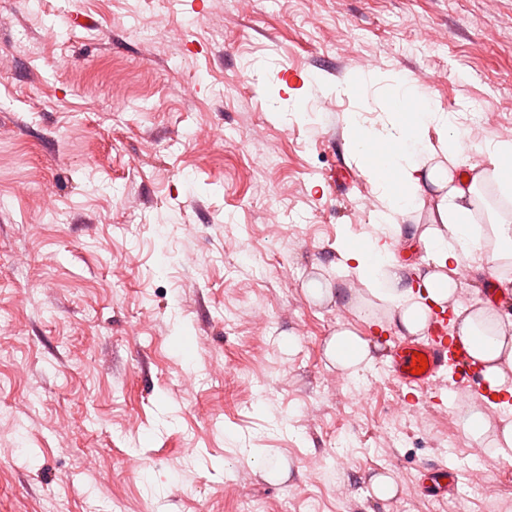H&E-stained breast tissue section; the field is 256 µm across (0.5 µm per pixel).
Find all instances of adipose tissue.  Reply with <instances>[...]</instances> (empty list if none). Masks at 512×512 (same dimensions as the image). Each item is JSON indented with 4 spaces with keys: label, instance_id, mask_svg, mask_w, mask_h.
<instances>
[{
    "label": "adipose tissue",
    "instance_id": "obj_1",
    "mask_svg": "<svg viewBox=\"0 0 512 512\" xmlns=\"http://www.w3.org/2000/svg\"><path fill=\"white\" fill-rule=\"evenodd\" d=\"M391 109L395 121L386 132H372L359 123L352 127L353 152L368 161L371 180L388 184L390 190L371 231L362 242L347 245L344 258L353 275L394 311L399 328L413 335L424 330L432 309L444 307L455 293L457 283L449 268L466 264L490 269L501 259L512 260V222L499 212L489 213V231L498 249L487 252L483 237L473 232L477 180L457 174L467 149L466 133L453 116L439 111L418 80H401ZM432 127L440 131L449 149L448 164H426L434 152L427 136ZM425 179L440 193L438 221L421 231L418 241L431 255L435 269L411 287L401 274L390 237L402 235L397 217L419 200ZM499 320L496 310L482 308L466 315L458 327L459 340L485 363L484 379L493 390L505 384V370L512 367V343L499 334ZM325 355L355 376L370 350L355 331L342 329L329 339Z\"/></svg>",
    "mask_w": 512,
    "mask_h": 512
}]
</instances>
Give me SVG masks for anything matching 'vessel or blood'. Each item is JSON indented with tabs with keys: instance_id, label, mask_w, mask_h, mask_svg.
<instances>
[{
	"instance_id": "1",
	"label": "vessel or blood",
	"mask_w": 512,
	"mask_h": 512,
	"mask_svg": "<svg viewBox=\"0 0 512 512\" xmlns=\"http://www.w3.org/2000/svg\"><path fill=\"white\" fill-rule=\"evenodd\" d=\"M422 360L428 363L425 372L414 373V366ZM388 370L402 388L412 393L436 391L442 373L449 370L456 387L468 390L480 399L495 404L512 401V395L495 393L487 387L483 363L449 335L448 313L444 310L430 314L424 339L407 338L395 344L389 353ZM418 474L422 489L441 495L455 492L460 476L456 469L434 460L422 462Z\"/></svg>"
}]
</instances>
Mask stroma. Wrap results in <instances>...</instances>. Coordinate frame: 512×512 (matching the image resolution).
<instances>
[{"label":"stroma","mask_w":512,"mask_h":512,"mask_svg":"<svg viewBox=\"0 0 512 512\" xmlns=\"http://www.w3.org/2000/svg\"><path fill=\"white\" fill-rule=\"evenodd\" d=\"M402 74L486 167L512 0H0V512H512V460L465 431L512 404H406L392 311L342 271L383 207L348 123L382 131ZM428 458L455 495L416 486ZM325 355L333 363L350 370V375L356 376L362 364L370 358V350L366 340L355 331L341 329L327 342Z\"/></svg>","instance_id":"35a3bbf8"}]
</instances>
